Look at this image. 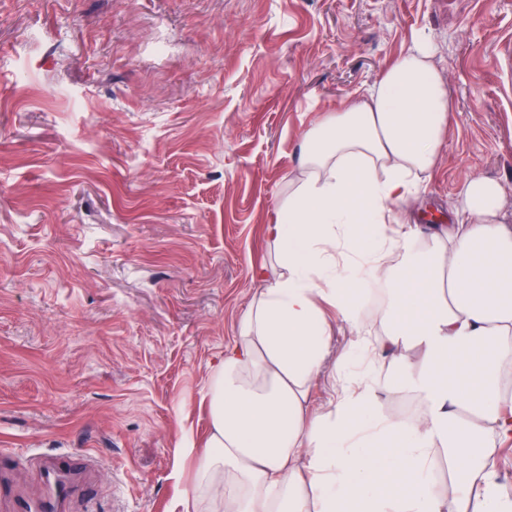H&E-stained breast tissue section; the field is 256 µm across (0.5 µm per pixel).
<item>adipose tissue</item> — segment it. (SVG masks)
Returning <instances> with one entry per match:
<instances>
[{
    "label": "adipose tissue",
    "instance_id": "ef3b65f1",
    "mask_svg": "<svg viewBox=\"0 0 512 512\" xmlns=\"http://www.w3.org/2000/svg\"><path fill=\"white\" fill-rule=\"evenodd\" d=\"M451 110L419 42L303 133L264 227L277 265L254 269L259 288L211 374L206 452L184 500L209 497L210 512H512L483 452L512 439V189L472 176L450 223L413 221ZM361 276L390 296L376 313L349 288ZM338 322L351 336L337 349ZM331 363L360 371L319 406ZM383 390L424 408L384 413ZM439 461L452 493L433 480Z\"/></svg>",
    "mask_w": 512,
    "mask_h": 512
}]
</instances>
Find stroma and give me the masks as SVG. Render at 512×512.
<instances>
[{"mask_svg":"<svg viewBox=\"0 0 512 512\" xmlns=\"http://www.w3.org/2000/svg\"><path fill=\"white\" fill-rule=\"evenodd\" d=\"M453 102L419 223L512 185V0H0V449L185 512L300 135L418 39Z\"/></svg>","mask_w":512,"mask_h":512,"instance_id":"obj_1","label":"stroma"}]
</instances>
